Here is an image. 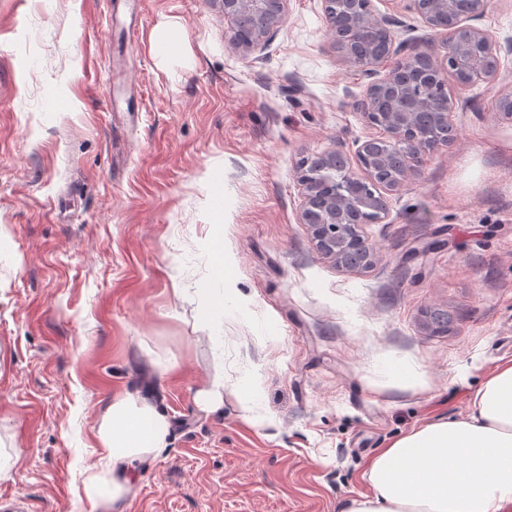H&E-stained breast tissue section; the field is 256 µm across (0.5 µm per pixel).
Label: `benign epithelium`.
<instances>
[{
  "label": "benign epithelium",
  "mask_w": 512,
  "mask_h": 512,
  "mask_svg": "<svg viewBox=\"0 0 512 512\" xmlns=\"http://www.w3.org/2000/svg\"><path fill=\"white\" fill-rule=\"evenodd\" d=\"M402 2L406 17L445 34L440 47L405 55L406 45L395 44L390 29L403 21L380 14L373 0H322L332 45L344 64L370 71L389 56L402 55L388 74L368 85L358 102L365 122L377 131L356 145L354 156L361 174L352 172L335 152L304 156L297 164L303 198L299 221L309 226L317 252L339 268L358 269L374 262L376 253L362 226L386 219V194L400 190L425 157L440 147L439 137L425 130L421 116L431 115L445 135L453 137L449 119L453 101L446 76L467 58L468 45L480 46L484 58L470 84H490L500 70L499 42L467 24L485 11L488 0H470L469 12L453 17L448 16V0ZM287 3L221 0L232 45L245 54L262 49L282 23ZM441 15L448 17V24L439 23ZM367 28L384 32L388 40L383 49L360 55L353 44ZM458 31L466 32V42L456 40ZM377 144L385 146L378 154L374 153Z\"/></svg>",
  "instance_id": "benign-epithelium-1"
}]
</instances>
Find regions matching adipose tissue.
<instances>
[{
    "label": "adipose tissue",
    "mask_w": 512,
    "mask_h": 512,
    "mask_svg": "<svg viewBox=\"0 0 512 512\" xmlns=\"http://www.w3.org/2000/svg\"><path fill=\"white\" fill-rule=\"evenodd\" d=\"M171 422L146 398L113 397L95 439L107 467L84 492L99 512H114L136 461L168 446ZM370 494L345 512H512V364L478 389L468 417L439 419L399 438L369 463Z\"/></svg>",
    "instance_id": "ef3b65f1"
}]
</instances>
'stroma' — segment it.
I'll use <instances>...</instances> for the list:
<instances>
[{"label":"stroma","instance_id":"stroma-1","mask_svg":"<svg viewBox=\"0 0 512 512\" xmlns=\"http://www.w3.org/2000/svg\"><path fill=\"white\" fill-rule=\"evenodd\" d=\"M473 24L500 82L453 85L456 140L348 271L299 221L297 161L373 134L321 0H288L249 55L219 0H0V497L93 512L94 433L125 391L172 430L124 512H343L382 448L470 413L512 362V0ZM202 403L210 408L217 409L224 403V373L216 372L209 380L207 388L201 392Z\"/></svg>","mask_w":512,"mask_h":512}]
</instances>
